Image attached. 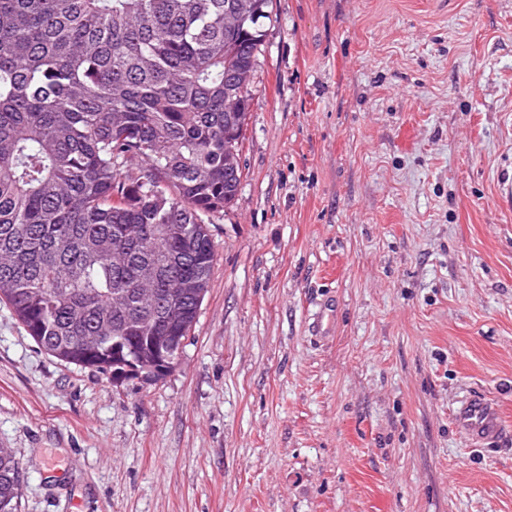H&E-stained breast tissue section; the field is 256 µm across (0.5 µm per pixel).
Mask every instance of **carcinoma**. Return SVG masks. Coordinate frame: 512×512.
<instances>
[{
    "mask_svg": "<svg viewBox=\"0 0 512 512\" xmlns=\"http://www.w3.org/2000/svg\"><path fill=\"white\" fill-rule=\"evenodd\" d=\"M226 12L248 14L244 29L225 32ZM272 22L271 0H0V304L47 354L112 371V338H81L125 325L143 264L208 284L205 217L243 177L224 175L244 138L225 126L224 84L257 70ZM160 224L185 225L181 249ZM197 306L177 305L187 333ZM20 493L0 451V512Z\"/></svg>",
    "mask_w": 512,
    "mask_h": 512,
    "instance_id": "cac0c4a2",
    "label": "carcinoma"
}]
</instances>
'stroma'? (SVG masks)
I'll list each match as a JSON object with an SVG mask.
<instances>
[{"instance_id": "1", "label": "stroma", "mask_w": 512, "mask_h": 512, "mask_svg": "<svg viewBox=\"0 0 512 512\" xmlns=\"http://www.w3.org/2000/svg\"><path fill=\"white\" fill-rule=\"evenodd\" d=\"M175 369L113 386L0 305L19 512H512V0H273ZM454 423L474 444L501 442L508 437L497 404L482 394L469 393L460 401Z\"/></svg>"}]
</instances>
